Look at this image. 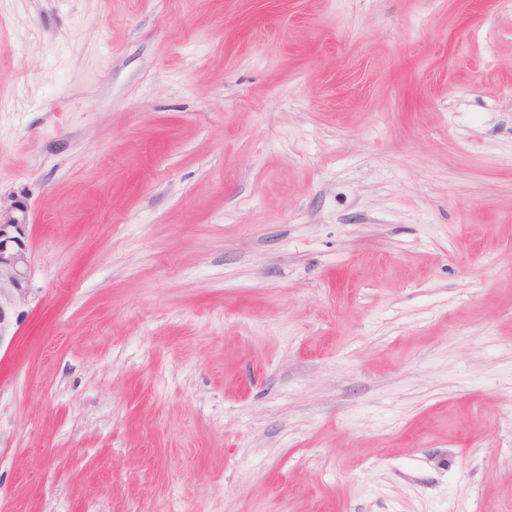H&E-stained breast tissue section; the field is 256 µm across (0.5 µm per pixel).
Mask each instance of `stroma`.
I'll return each mask as SVG.
<instances>
[{
  "label": "stroma",
  "mask_w": 512,
  "mask_h": 512,
  "mask_svg": "<svg viewBox=\"0 0 512 512\" xmlns=\"http://www.w3.org/2000/svg\"><path fill=\"white\" fill-rule=\"evenodd\" d=\"M0 512H512V8L0 0ZM26 210L15 205L5 217L0 208V350L13 343L28 316L32 275Z\"/></svg>",
  "instance_id": "stroma-1"
}]
</instances>
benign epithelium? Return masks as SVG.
Listing matches in <instances>:
<instances>
[{
    "instance_id": "1",
    "label": "benign epithelium",
    "mask_w": 512,
    "mask_h": 512,
    "mask_svg": "<svg viewBox=\"0 0 512 512\" xmlns=\"http://www.w3.org/2000/svg\"><path fill=\"white\" fill-rule=\"evenodd\" d=\"M32 275L24 206L0 216V347L12 344L28 316Z\"/></svg>"
}]
</instances>
